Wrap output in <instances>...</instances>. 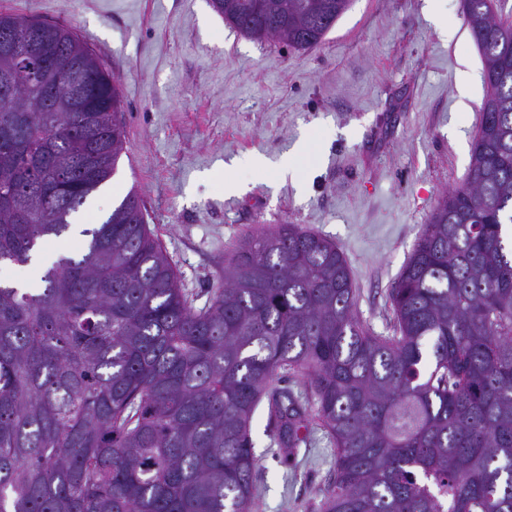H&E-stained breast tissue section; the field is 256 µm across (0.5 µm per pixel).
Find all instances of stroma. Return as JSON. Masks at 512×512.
Wrapping results in <instances>:
<instances>
[{
    "label": "stroma",
    "instance_id": "35a3bbf8",
    "mask_svg": "<svg viewBox=\"0 0 512 512\" xmlns=\"http://www.w3.org/2000/svg\"><path fill=\"white\" fill-rule=\"evenodd\" d=\"M423 5L352 0L307 50L244 38L210 0H0V12L70 27L119 82L125 151L83 206L87 224L136 192L198 308L243 237L302 225L341 248L359 318L386 336L390 288L438 203L466 180L485 95L463 0H441L447 40ZM299 143L300 186L272 168L227 167L274 162ZM250 434L253 512H319L335 460L328 439L279 447L263 403Z\"/></svg>",
    "mask_w": 512,
    "mask_h": 512
}]
</instances>
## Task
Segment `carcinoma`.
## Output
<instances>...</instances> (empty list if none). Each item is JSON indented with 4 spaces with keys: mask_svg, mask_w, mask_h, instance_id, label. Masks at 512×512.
<instances>
[{
    "mask_svg": "<svg viewBox=\"0 0 512 512\" xmlns=\"http://www.w3.org/2000/svg\"><path fill=\"white\" fill-rule=\"evenodd\" d=\"M351 0H211L241 35L298 49ZM487 89L466 182L359 319L336 243L297 224L246 237L196 308L135 193L81 231L41 288L0 286V512H250V425L335 448L321 512H512V21L463 0ZM0 261L26 263L115 174L120 88L67 27L0 13ZM80 63L77 108L64 76ZM281 371L310 395L271 386Z\"/></svg>",
    "mask_w": 512,
    "mask_h": 512,
    "instance_id": "obj_1",
    "label": "carcinoma"
}]
</instances>
